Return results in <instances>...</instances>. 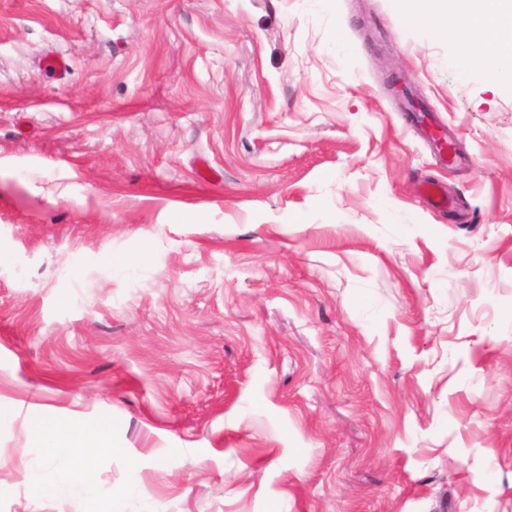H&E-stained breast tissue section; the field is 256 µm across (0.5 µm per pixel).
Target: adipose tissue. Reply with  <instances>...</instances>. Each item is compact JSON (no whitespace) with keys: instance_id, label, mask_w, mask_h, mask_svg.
Returning <instances> with one entry per match:
<instances>
[{"instance_id":"obj_1","label":"adipose tissue","mask_w":512,"mask_h":512,"mask_svg":"<svg viewBox=\"0 0 512 512\" xmlns=\"http://www.w3.org/2000/svg\"><path fill=\"white\" fill-rule=\"evenodd\" d=\"M397 6L402 14L424 15L438 31H452L463 68L481 69L493 85L512 90V31L506 28L512 20V0H398ZM32 437L56 472L52 484L29 475L36 489L51 492L62 485L85 497L93 495L96 475L90 464L78 467L65 458L66 449L87 447L83 427L70 422L49 427L39 421Z\"/></svg>"}]
</instances>
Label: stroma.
I'll use <instances>...</instances> for the list:
<instances>
[{"label":"stroma","mask_w":512,"mask_h":512,"mask_svg":"<svg viewBox=\"0 0 512 512\" xmlns=\"http://www.w3.org/2000/svg\"><path fill=\"white\" fill-rule=\"evenodd\" d=\"M456 54L394 0H0V512H512V93ZM38 419L111 428L94 498L32 491Z\"/></svg>","instance_id":"35a3bbf8"}]
</instances>
